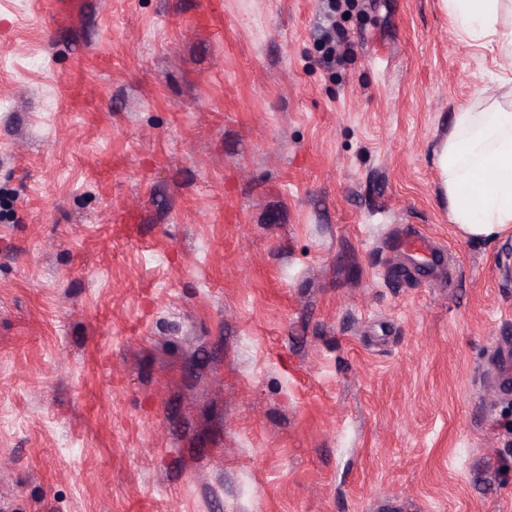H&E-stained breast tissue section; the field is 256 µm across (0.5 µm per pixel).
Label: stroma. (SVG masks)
Returning <instances> with one entry per match:
<instances>
[{
    "label": "stroma",
    "mask_w": 512,
    "mask_h": 512,
    "mask_svg": "<svg viewBox=\"0 0 512 512\" xmlns=\"http://www.w3.org/2000/svg\"><path fill=\"white\" fill-rule=\"evenodd\" d=\"M500 73L444 0H0V512H512L431 158Z\"/></svg>",
    "instance_id": "1"
}]
</instances>
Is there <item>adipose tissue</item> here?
<instances>
[{"label":"adipose tissue","instance_id":"obj_1","mask_svg":"<svg viewBox=\"0 0 512 512\" xmlns=\"http://www.w3.org/2000/svg\"><path fill=\"white\" fill-rule=\"evenodd\" d=\"M502 0H448L469 37L512 65V29L501 26ZM433 158L448 218L459 233L490 241L512 232V109L452 115V129Z\"/></svg>","mask_w":512,"mask_h":512}]
</instances>
